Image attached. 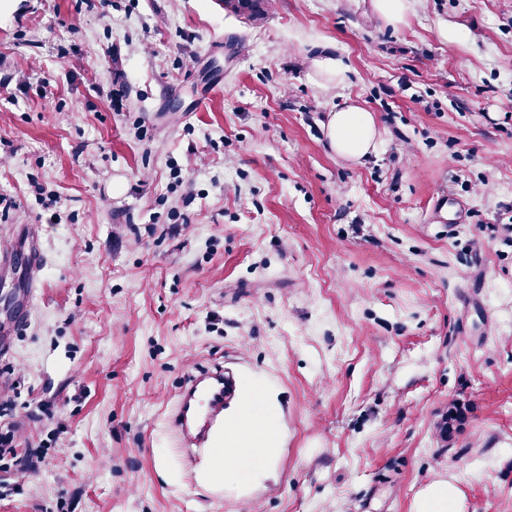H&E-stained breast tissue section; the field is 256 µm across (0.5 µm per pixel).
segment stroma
Returning a JSON list of instances; mask_svg holds the SVG:
<instances>
[{
  "instance_id": "1",
  "label": "stroma",
  "mask_w": 512,
  "mask_h": 512,
  "mask_svg": "<svg viewBox=\"0 0 512 512\" xmlns=\"http://www.w3.org/2000/svg\"><path fill=\"white\" fill-rule=\"evenodd\" d=\"M3 58L0 249L45 263L0 266V512H512V0H0ZM216 363L279 406L247 483L170 421ZM267 0H224V7L238 15L260 19L265 14ZM411 0H371V7L377 17L386 24H402L410 10ZM313 67L318 74L326 76L331 82L342 84L346 80V67L343 62L332 55H324L313 60ZM324 126L330 150L342 158L359 162L376 150V117L358 104L329 112ZM415 512H457V493L448 482L437 481L421 493Z\"/></svg>"
}]
</instances>
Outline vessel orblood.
I'll list each match as a JSON object with an SVG mask.
<instances>
[{
  "instance_id": "b4317fda",
  "label": "vessel or blood",
  "mask_w": 512,
  "mask_h": 512,
  "mask_svg": "<svg viewBox=\"0 0 512 512\" xmlns=\"http://www.w3.org/2000/svg\"><path fill=\"white\" fill-rule=\"evenodd\" d=\"M236 392V381L215 368L189 379L173 415V426L184 447L202 448L224 423V408Z\"/></svg>"
}]
</instances>
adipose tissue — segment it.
I'll return each instance as SVG.
<instances>
[{"mask_svg":"<svg viewBox=\"0 0 512 512\" xmlns=\"http://www.w3.org/2000/svg\"><path fill=\"white\" fill-rule=\"evenodd\" d=\"M329 148L336 155L358 162L375 152L378 138L373 112L357 104L330 112L325 123ZM278 410L261 389L250 391L224 430V442L212 455L210 474L217 480H249L257 461L267 460L277 447Z\"/></svg>","mask_w":512,"mask_h":512,"instance_id":"1","label":"adipose tissue"}]
</instances>
